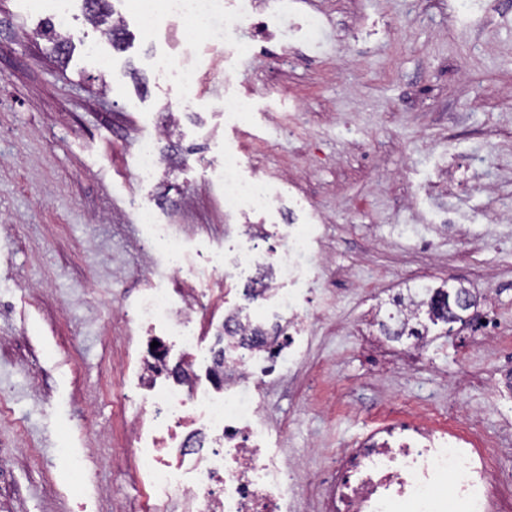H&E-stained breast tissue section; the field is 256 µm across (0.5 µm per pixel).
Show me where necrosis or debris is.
<instances>
[{"label": "necrosis or debris", "mask_w": 512, "mask_h": 512, "mask_svg": "<svg viewBox=\"0 0 512 512\" xmlns=\"http://www.w3.org/2000/svg\"><path fill=\"white\" fill-rule=\"evenodd\" d=\"M135 15L146 32L157 23L192 19L205 35L223 40L229 57L248 54L241 29L265 40L315 44L320 17L288 19L285 0L260 8L257 0H138ZM247 158L224 155V214L237 233L251 239L252 218L281 225L277 249L238 252L216 273L266 266L274 279L258 280L254 293H271L279 321L261 335L236 315L224 321V363L210 376L188 380L199 363L198 336L190 332L198 305H179L169 289L156 288L128 311L129 322L156 330L157 347L142 357V428L134 453L155 499L175 501L184 512H286L288 491L298 481L288 459L271 450L263 422L264 402L256 395L265 378L281 375L315 321L313 309L284 289L287 279L317 277L324 260L310 256L305 233L284 222L277 197L261 175L242 178ZM179 337L182 363L170 379L167 337ZM512 487L497 481L483 452L463 448L448 429L415 420L381 424L351 447L337 450L326 479L323 512H507Z\"/></svg>", "instance_id": "obj_1"}]
</instances>
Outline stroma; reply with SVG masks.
Wrapping results in <instances>:
<instances>
[{
  "label": "stroma",
  "instance_id": "1",
  "mask_svg": "<svg viewBox=\"0 0 512 512\" xmlns=\"http://www.w3.org/2000/svg\"><path fill=\"white\" fill-rule=\"evenodd\" d=\"M326 34L311 61L256 42L224 78V45L188 23L155 35L127 13L121 48L75 0L58 57L44 16L0 0V512H156L129 451L138 408L141 331L120 308L154 288H182L167 251L143 254L155 222L180 239L183 264L209 286L196 323L207 352L221 348L224 304L267 326L275 306L252 302L257 269L213 276L239 239L224 232V153L258 164L298 213L310 252L337 269L303 279L319 320L284 378L262 386L272 448L313 472L292 512H319L332 468L326 451L429 405L477 414L476 430L512 440V0H483L481 19L451 21L448 0H295ZM111 57L102 74L89 53ZM200 61L189 103L154 58ZM250 91L242 126L224 121L228 92ZM154 139V179L132 166ZM471 184L441 175L468 157ZM495 290L497 338L436 322L411 361L390 356L368 314L413 282ZM83 458L74 479L58 457Z\"/></svg>",
  "mask_w": 512,
  "mask_h": 512
}]
</instances>
